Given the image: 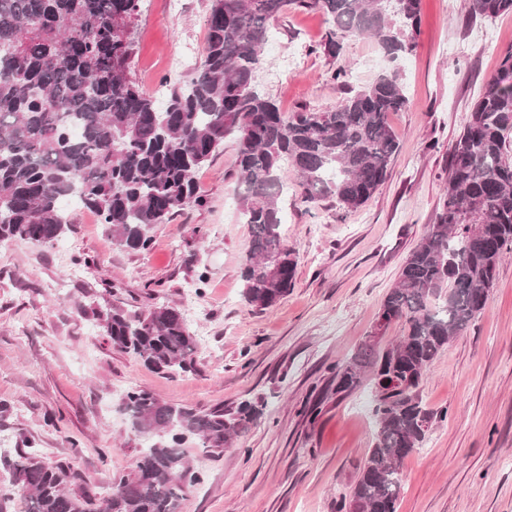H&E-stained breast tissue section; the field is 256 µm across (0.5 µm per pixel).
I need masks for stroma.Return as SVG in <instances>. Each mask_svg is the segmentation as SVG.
I'll return each mask as SVG.
<instances>
[{
    "label": "stroma",
    "instance_id": "1",
    "mask_svg": "<svg viewBox=\"0 0 512 512\" xmlns=\"http://www.w3.org/2000/svg\"><path fill=\"white\" fill-rule=\"evenodd\" d=\"M210 0H143L134 22L131 76L148 94L188 81L206 47ZM466 0H421L412 55L400 61L409 104L391 116L399 151L385 183L358 210L325 197L304 204L287 189L283 231L298 253L293 286L274 307L243 299L249 227L236 203L237 148L225 141L196 180L203 206L155 225L148 250L116 244L98 216L70 207L58 242L0 244V435L13 452L39 449L68 465L71 490L102 500L109 476L131 473L145 442L119 409L147 389L207 411L248 401L263 412L225 448L191 440L203 481L180 512H336L376 428L369 386L336 390L337 362L372 332L408 253L433 223L448 153L483 83L512 46V14L473 24ZM321 13L292 10L273 23L262 52V90L281 111L323 110L392 67L374 38L341 54L320 47ZM298 58L280 80L267 69ZM175 304L198 309L194 366L163 374L113 348L98 312ZM426 404L447 409L401 466L398 512H512V254L499 265L485 308L433 362Z\"/></svg>",
    "mask_w": 512,
    "mask_h": 512
}]
</instances>
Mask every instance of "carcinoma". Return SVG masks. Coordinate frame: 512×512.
<instances>
[{"mask_svg": "<svg viewBox=\"0 0 512 512\" xmlns=\"http://www.w3.org/2000/svg\"><path fill=\"white\" fill-rule=\"evenodd\" d=\"M142 0H0V243L51 245L64 233L63 200L79 197L117 244L150 245L149 230L188 205L201 206L194 174L228 138L237 146V198L251 239L244 298L259 310L288 294L296 251L282 237L280 198L288 173L304 203L336 199L362 207L385 182L398 150L390 114L407 108L397 70L352 88L322 111L282 112L255 85L270 23L288 11L321 13L322 47L373 36L396 61L415 49L421 0H211L205 55L186 87L161 105L130 75L132 25ZM512 14V0H468L467 18ZM512 251V49L487 80L448 157L447 188L435 222L408 254L378 319L402 336L381 351L364 343L336 363L337 391L359 389L372 369L376 430L350 494L337 512H397L401 463L448 410L420 395L428 368L484 309L497 268ZM98 317L113 347L158 372L193 365L197 341L173 305ZM132 430L159 439L133 474L114 476L96 504L67 490L70 468L37 454L0 455L26 512H180L200 473L182 451L189 439L222 448L261 409L242 402L208 412L170 405L133 388L121 399Z\"/></svg>", "mask_w": 512, "mask_h": 512, "instance_id": "obj_1", "label": "carcinoma"}]
</instances>
